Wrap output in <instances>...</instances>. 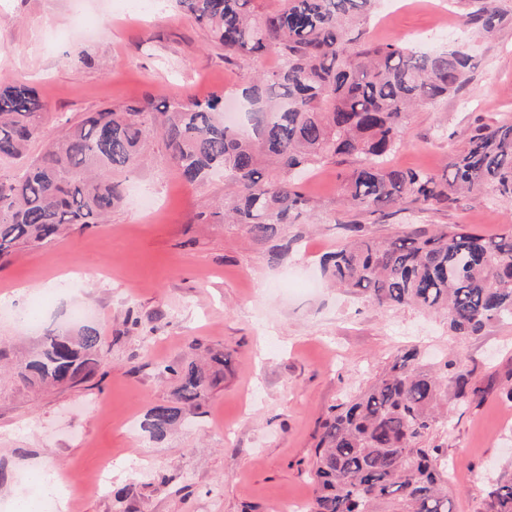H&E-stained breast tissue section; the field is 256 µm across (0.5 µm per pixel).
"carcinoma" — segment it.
<instances>
[{"instance_id":"obj_1","label":"carcinoma","mask_w":512,"mask_h":512,"mask_svg":"<svg viewBox=\"0 0 512 512\" xmlns=\"http://www.w3.org/2000/svg\"><path fill=\"white\" fill-rule=\"evenodd\" d=\"M377 0H175L205 26L224 60L274 53L279 66L243 90L249 129L224 123L219 96L200 102L150 100L61 118L37 89L0 82V258L36 249L68 230L103 224L123 204L120 175L143 162L150 139L157 159L190 183L224 170L232 192L209 214L242 224L268 247L269 261L288 255L297 223L314 203L300 192L306 175L338 157L358 164L341 194L351 209L388 217L403 206L421 211L492 189L512 203V122L485 127L457 150L442 172L401 169L387 157L403 145L409 112L463 89L471 57L460 49L415 51L395 40L375 43L369 22ZM461 24L491 35L512 22L494 0H466ZM42 142L37 155L31 146ZM348 236L323 259L337 285L380 307L442 313L464 341L491 321H512V232L483 236L462 225L414 230L379 241L346 225ZM100 332L51 331L18 366L26 384L61 388L84 380L102 361ZM418 351L395 356L389 369L336 406L322 423L311 464L310 512H453L448 461L430 442L447 419L448 401L466 406L476 389L455 360L445 372L423 371ZM210 363L166 365L175 402L155 404L141 428L163 439L206 403L224 376V353ZM483 512H512V476L488 487Z\"/></svg>"}]
</instances>
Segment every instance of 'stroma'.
<instances>
[{
  "label": "stroma",
  "instance_id": "1",
  "mask_svg": "<svg viewBox=\"0 0 512 512\" xmlns=\"http://www.w3.org/2000/svg\"><path fill=\"white\" fill-rule=\"evenodd\" d=\"M379 4L375 42L425 50L458 44L474 57L458 94L413 111L397 168L439 171L482 124L512 121V24L483 39L444 35L437 7L457 0ZM82 62H75V55ZM269 54L225 62L208 30L173 0H0V82L36 87L50 114L79 116L145 99L234 98ZM350 162L325 163L301 186L316 208L290 226L297 242L280 264L237 224L203 223L224 196V176L202 186L168 164L129 174L128 199L92 224L0 262V512H37L45 472L86 483L57 512H277L310 506L308 464L331 409L415 346L422 369L450 359L471 374L473 402L451 412L432 438L454 480L455 512H481L486 490L512 472V322L489 323L461 341L444 317L381 308L331 287L320 260L357 220L386 240L415 227L459 224L490 236L512 225V205L492 190L448 208L408 210L376 222L351 211L339 183ZM101 333L105 361L90 379L36 391L8 368L72 312ZM224 352V379L196 421L160 441L139 430L149 407L175 399L161 365L206 349ZM107 485L95 486L104 468Z\"/></svg>",
  "mask_w": 512,
  "mask_h": 512
}]
</instances>
